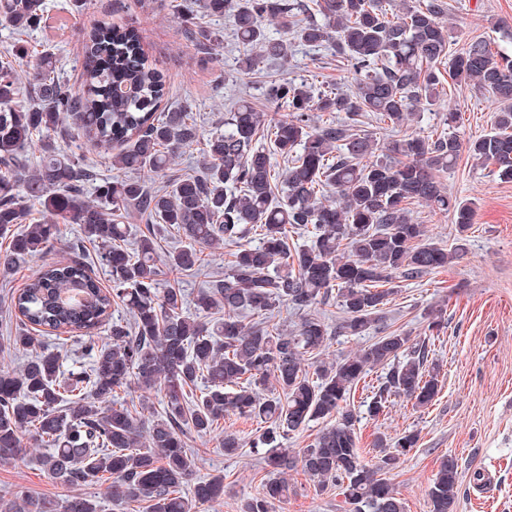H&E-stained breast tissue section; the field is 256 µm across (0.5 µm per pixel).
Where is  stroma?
Wrapping results in <instances>:
<instances>
[{
    "instance_id": "1",
    "label": "stroma",
    "mask_w": 512,
    "mask_h": 512,
    "mask_svg": "<svg viewBox=\"0 0 512 512\" xmlns=\"http://www.w3.org/2000/svg\"><path fill=\"white\" fill-rule=\"evenodd\" d=\"M180 2V11L175 12L170 0H92L78 14L72 0H45L51 18L67 20L63 34L46 27L20 37L0 26V58L8 56L20 38L39 49L51 46L60 75L74 88L79 83L83 32L102 22L134 26L150 59L167 75L164 108L191 105L204 138L223 128L225 112L238 100L268 106L269 86L286 79H304L342 93L354 91L352 70L328 46L298 43L287 61H266L251 73H242L239 62L246 52L225 18L197 16L198 26L220 31L224 40L218 54H199L185 32L194 0ZM447 3L450 54L462 52L477 39L492 50L512 51V40L505 37L512 30V0ZM450 110L461 115L462 138L475 139L493 129L494 108L488 97L470 84L447 78L440 88L437 111L416 113L400 131L368 112L359 118L356 130L373 137L384 154L401 134L446 132L440 115ZM439 180L452 195L474 205L476 215L467 232L466 249L460 259L423 278L393 280L385 315L389 330L426 342L430 361L440 366V391L427 406L416 407L398 398L383 414L362 417L357 426L359 454L364 463H374L377 438L392 442L404 432H416L417 447L389 475L406 512H429L427 489L441 459L448 455L459 464L457 512H512V181L500 180L492 167L475 164L465 154ZM80 236L78 225H62L61 240L53 248L10 274L0 273V296L23 288L41 266L67 261L70 244L81 241ZM81 243L93 276L109 285L97 245ZM437 308L443 311L442 321L433 329L429 314ZM223 427L241 437L243 447L237 455L225 456L215 435L192 433L187 438L189 448L201 458L198 476H224L223 502L205 512H236L239 501L255 495L266 475L252 448L262 424L228 415ZM40 454V449L31 447L22 459L0 465V494L20 487L31 495L59 501L71 495V488L43 471ZM477 471L491 475V482L477 486L473 480ZM288 483L287 499L274 503L271 512H346L335 487L318 489L302 470L289 472Z\"/></svg>"
}]
</instances>
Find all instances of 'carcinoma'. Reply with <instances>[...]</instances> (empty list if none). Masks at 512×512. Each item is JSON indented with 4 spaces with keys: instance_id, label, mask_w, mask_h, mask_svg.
I'll return each mask as SVG.
<instances>
[{
    "instance_id": "obj_1",
    "label": "carcinoma",
    "mask_w": 512,
    "mask_h": 512,
    "mask_svg": "<svg viewBox=\"0 0 512 512\" xmlns=\"http://www.w3.org/2000/svg\"><path fill=\"white\" fill-rule=\"evenodd\" d=\"M208 16H228L235 40L250 51L242 70L265 58L287 60L295 42L336 45L356 82L354 93L283 81L269 99L283 119L242 99L224 116V129L206 138L203 176L168 175L181 154L199 142L191 107L165 111L163 72L145 53L139 31L100 24L86 32L80 83L60 79L55 53L30 51L25 41L0 60V270L7 272L60 239L62 224H76L101 247L111 287L92 275L80 253L34 273L25 287L4 299L18 319L3 350L25 354L15 370L0 369V462L24 454L23 437L49 452L40 464L56 482L72 488L106 484L98 500L74 493L58 503L32 498L23 489L0 496V512H105L104 502L134 505L143 512H200L224 499V477L197 480L198 455L187 435H208L227 414L266 424L253 447L273 477L258 495L241 500L237 512H270L288 496V472L297 463L320 488L333 484L351 512H405V502L387 478L418 442L408 431L389 444L377 441V460L361 462L356 424L361 416L350 393L370 372L387 368L373 387L366 412L383 413L395 397L430 404L438 394L439 365L428 362L425 342L389 331L383 307L392 289L376 284L422 278L448 266L460 247L426 242L427 230L407 202L451 213L463 240L474 223L472 203L447 192L438 174L465 151L478 164L493 165L512 181V56L493 52L482 40L448 56L444 0H199ZM310 19L286 32L289 18ZM0 21L24 33L49 18L44 0H0ZM285 28L271 38L266 22ZM221 35L198 29L197 45L218 51ZM488 96L495 105L494 131L462 142L458 113L445 114L450 132L437 138L405 134L392 156L376 155L375 140L354 132L357 117L372 112L402 127L417 104L439 101L443 70ZM345 118L312 126L313 113ZM81 133L112 151L121 174L97 180L71 146L57 143L62 129ZM39 149V164L29 154ZM274 154L288 167L276 171ZM166 179L162 189L142 174ZM94 183V197L85 187ZM332 188L339 200L326 199ZM43 217L27 223L30 207ZM146 221L135 247L125 219ZM174 227L186 245L161 257L160 231ZM312 227L311 244L290 248L288 229ZM234 244L229 270L195 300V315L183 311L178 288L160 287L169 273L201 269L207 254ZM344 313L336 330L371 336V343L342 358L320 361L315 377L306 357L324 351L329 326L304 317L286 334L269 322L276 308L304 311L330 297ZM122 303L131 317L112 318ZM224 315L215 318L214 311ZM248 312L260 320L244 322ZM108 327L107 336L95 331ZM80 340L89 366L61 379L59 349H36L35 333ZM199 388L193 401L187 390ZM141 392L139 405L119 402L120 391ZM163 396V412L145 421L150 391ZM282 392L285 398L276 396ZM328 420L308 448L274 446L279 437L312 421ZM224 454L242 448L233 431L219 435ZM431 512H456L458 461L442 460L428 487Z\"/></svg>"
}]
</instances>
